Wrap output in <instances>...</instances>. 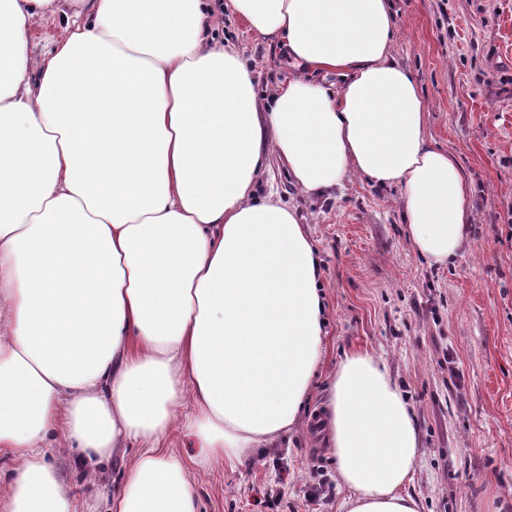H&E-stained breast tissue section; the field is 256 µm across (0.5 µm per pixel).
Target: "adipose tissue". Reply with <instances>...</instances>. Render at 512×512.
Wrapping results in <instances>:
<instances>
[{"label":"adipose tissue","instance_id":"adipose-tissue-1","mask_svg":"<svg viewBox=\"0 0 512 512\" xmlns=\"http://www.w3.org/2000/svg\"><path fill=\"white\" fill-rule=\"evenodd\" d=\"M61 2L0 0V512H75L54 431L90 459L139 446L111 512H197L164 441L190 431L201 465L279 447L322 361L320 260L295 208L258 195L270 161L314 197L353 172L400 186L437 265L464 249L469 187L391 53L390 0H226L294 66L346 79L263 106L210 0H77L32 57L28 16ZM318 428L346 512H421L420 434L384 364L346 354Z\"/></svg>","mask_w":512,"mask_h":512}]
</instances>
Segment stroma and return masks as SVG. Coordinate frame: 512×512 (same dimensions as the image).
<instances>
[{
    "label": "stroma",
    "instance_id": "1",
    "mask_svg": "<svg viewBox=\"0 0 512 512\" xmlns=\"http://www.w3.org/2000/svg\"><path fill=\"white\" fill-rule=\"evenodd\" d=\"M395 58L427 103L428 134L472 189L464 251L448 265L418 255L407 237L400 187L357 175L316 198L272 165L276 192L306 224L321 260L325 355L310 400L283 447L194 470L199 512H345L349 492L321 447L317 424L329 377L344 354L369 352L412 406L422 454L406 487L422 512H512V0H392ZM62 13L27 22L29 51L52 49ZM217 37L250 65L259 100L301 77L283 48L224 11ZM46 458L77 493L78 512H109L128 449L92 463L47 438ZM333 489L315 499L316 483Z\"/></svg>",
    "mask_w": 512,
    "mask_h": 512
}]
</instances>
